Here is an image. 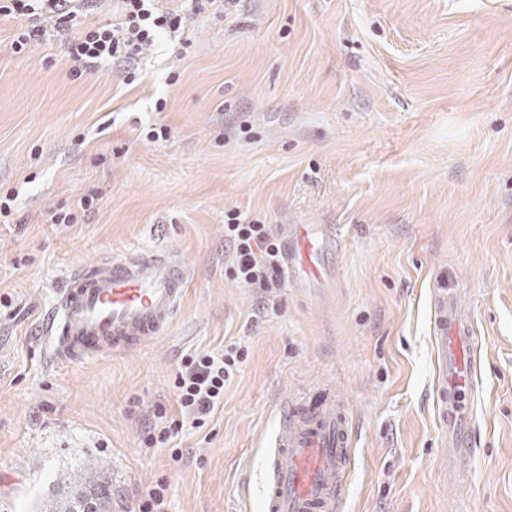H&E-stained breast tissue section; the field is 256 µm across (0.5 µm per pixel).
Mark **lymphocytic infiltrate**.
Instances as JSON below:
<instances>
[{
    "mask_svg": "<svg viewBox=\"0 0 512 512\" xmlns=\"http://www.w3.org/2000/svg\"><path fill=\"white\" fill-rule=\"evenodd\" d=\"M107 0H0V17H24L28 24L11 43L25 54L43 42L48 30H77L68 43L73 72L98 67L120 58L134 59L150 52L165 38L179 34L201 15H232L239 0H120V14L109 23L92 17ZM224 237L233 248L230 274L247 287L273 293L283 286L281 250L269 225L243 218L237 210L224 213ZM243 352L228 347L218 353L186 356L175 376L181 419H174L151 436V444H167L184 424L200 428L224 399V386Z\"/></svg>",
    "mask_w": 512,
    "mask_h": 512,
    "instance_id": "obj_1",
    "label": "lymphocytic infiltrate"
}]
</instances>
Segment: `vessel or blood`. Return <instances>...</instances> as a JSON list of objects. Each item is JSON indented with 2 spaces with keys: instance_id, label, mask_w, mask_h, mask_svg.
Returning <instances> with one entry per match:
<instances>
[{
  "instance_id": "b4317fda",
  "label": "vessel or blood",
  "mask_w": 512,
  "mask_h": 512,
  "mask_svg": "<svg viewBox=\"0 0 512 512\" xmlns=\"http://www.w3.org/2000/svg\"><path fill=\"white\" fill-rule=\"evenodd\" d=\"M278 233L289 284L306 288L323 281L339 245L336 225L282 224ZM187 287L188 274L173 253L105 256L76 270L61 288L47 323L45 336L54 360H87L156 338L173 322ZM431 334L437 347L434 404L440 436L452 450L448 472L461 483L482 344L455 288H436ZM267 448L263 512H344L353 435L342 401L328 396L316 405L299 398L281 404Z\"/></svg>"
}]
</instances>
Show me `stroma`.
I'll list each match as a JSON object with an SVG mask.
<instances>
[{
    "mask_svg": "<svg viewBox=\"0 0 512 512\" xmlns=\"http://www.w3.org/2000/svg\"><path fill=\"white\" fill-rule=\"evenodd\" d=\"M24 25L0 19V196L17 195L0 216V512H46L93 474L108 512L157 487L165 512H261L264 443L297 394L352 416L347 512H512V0H241L133 82L112 63L74 75L64 34L14 53ZM230 208L337 225L333 276L240 285ZM165 250L190 272L170 327L56 364L42 327L70 274ZM439 277L484 346L463 488L435 418ZM232 343L247 357L223 407L148 447L179 413L182 357Z\"/></svg>",
    "mask_w": 512,
    "mask_h": 512,
    "instance_id": "1",
    "label": "stroma"
}]
</instances>
